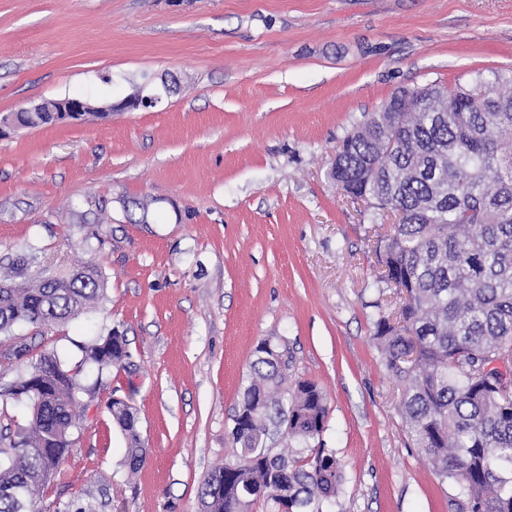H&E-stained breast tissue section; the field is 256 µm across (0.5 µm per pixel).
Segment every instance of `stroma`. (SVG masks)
Wrapping results in <instances>:
<instances>
[{"label":"stroma","mask_w":512,"mask_h":512,"mask_svg":"<svg viewBox=\"0 0 512 512\" xmlns=\"http://www.w3.org/2000/svg\"><path fill=\"white\" fill-rule=\"evenodd\" d=\"M509 66L512 0H0V117L73 96L116 106L0 134V258L28 244L49 273L107 279L78 318L12 329L96 388L38 512H201L266 338L328 406L311 445L267 444L335 453L333 512H462L374 338L395 304L373 286L371 211L329 171L397 90ZM140 85L156 105L121 109ZM112 328L131 366L100 372L77 344ZM114 398L139 418L135 473Z\"/></svg>","instance_id":"obj_1"}]
</instances>
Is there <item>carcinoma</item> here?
Wrapping results in <instances>:
<instances>
[{"instance_id": "1", "label": "carcinoma", "mask_w": 512, "mask_h": 512, "mask_svg": "<svg viewBox=\"0 0 512 512\" xmlns=\"http://www.w3.org/2000/svg\"><path fill=\"white\" fill-rule=\"evenodd\" d=\"M399 143L381 151L384 133ZM331 176L368 198L373 215L395 206L375 250L373 286L397 295L398 322L380 311L374 335L388 369L408 382L401 411L416 447L444 479L459 484L464 512H512V378L485 371L512 363V69L474 72L448 89L444 112H373L342 141ZM38 255L22 248L0 263V335L78 317L99 301L106 282L94 265L64 274H32ZM420 341L417 359L405 332ZM98 371L124 368L127 340L116 329L78 345ZM24 343L0 356L23 362ZM253 378L233 416L235 459L215 468L200 492L201 512H324L342 492L343 470L331 451L309 461L264 447L268 422L285 420L287 435L306 445L324 430L327 405L317 385L287 383L282 352L269 340L255 348ZM94 395L78 372L43 353L12 381L0 401L31 403L26 429L0 448V512H34L33 494L51 481L73 445L76 393ZM127 442L125 463L146 461L138 417L111 402Z\"/></svg>"}]
</instances>
